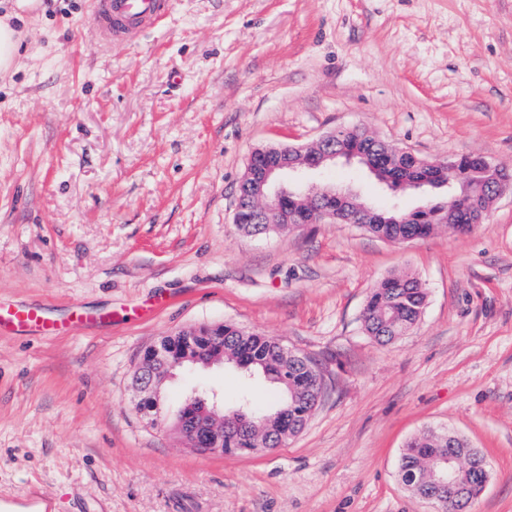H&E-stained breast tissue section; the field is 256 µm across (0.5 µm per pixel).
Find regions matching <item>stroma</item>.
I'll use <instances>...</instances> for the list:
<instances>
[{
    "label": "stroma",
    "mask_w": 512,
    "mask_h": 512,
    "mask_svg": "<svg viewBox=\"0 0 512 512\" xmlns=\"http://www.w3.org/2000/svg\"><path fill=\"white\" fill-rule=\"evenodd\" d=\"M12 24L0 78V302L111 322L0 334V494L54 512H436L401 483L407 442L449 430L485 457L471 512H512V193L470 233L388 242L355 224L250 236L233 222L254 149L359 128L434 161L512 171V0H173L122 44L90 0ZM307 182L411 210L355 167ZM406 272L420 320L379 343L371 290ZM230 322L311 358L318 407L288 444L199 454L131 403L144 351ZM268 384L188 367L164 391L225 409ZM10 14L0 19V74L8 72L15 64L17 32L8 23Z\"/></svg>",
    "instance_id": "stroma-1"
}]
</instances>
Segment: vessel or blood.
I'll return each mask as SVG.
<instances>
[{"label":"vessel or blood","instance_id":"1","mask_svg":"<svg viewBox=\"0 0 512 512\" xmlns=\"http://www.w3.org/2000/svg\"><path fill=\"white\" fill-rule=\"evenodd\" d=\"M93 14L112 39L122 40L159 23L171 8L172 0H91ZM91 319L81 307H73L66 319L51 317L39 306L0 303V332H25L56 337L81 327Z\"/></svg>","mask_w":512,"mask_h":512}]
</instances>
